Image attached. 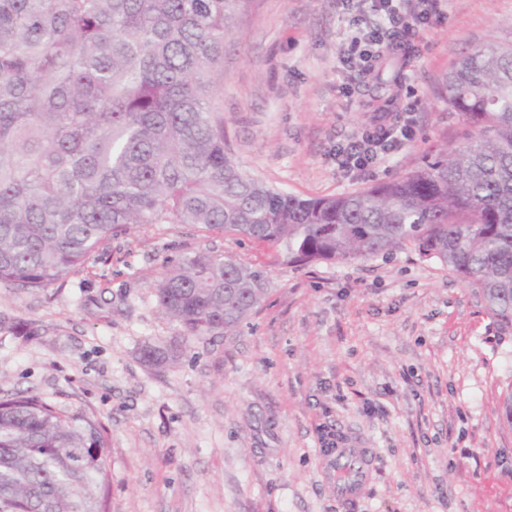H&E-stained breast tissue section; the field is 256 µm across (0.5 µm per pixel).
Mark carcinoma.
Segmentation results:
<instances>
[{"label": "carcinoma", "mask_w": 512, "mask_h": 512, "mask_svg": "<svg viewBox=\"0 0 512 512\" xmlns=\"http://www.w3.org/2000/svg\"><path fill=\"white\" fill-rule=\"evenodd\" d=\"M244 0H0V282L47 288L135 224H198L284 261L389 257L448 266L512 327V39L445 81L465 142L390 181L300 198L224 150V33ZM372 65L367 106L393 112L410 47ZM262 273L212 251L155 286L185 341L232 334ZM180 351L147 343L142 360ZM104 426L39 396L0 397V512H106Z\"/></svg>", "instance_id": "1"}]
</instances>
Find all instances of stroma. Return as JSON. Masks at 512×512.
Listing matches in <instances>:
<instances>
[{"instance_id":"obj_1","label":"stroma","mask_w":512,"mask_h":512,"mask_svg":"<svg viewBox=\"0 0 512 512\" xmlns=\"http://www.w3.org/2000/svg\"><path fill=\"white\" fill-rule=\"evenodd\" d=\"M397 110L411 137L367 169L336 150L381 123L364 68L347 63L371 0H247L224 37V147L239 169L302 198L333 197L463 143L443 100L473 45L512 34V0H431ZM208 250L262 272L265 294L232 336L178 340L155 284ZM38 395L100 421L109 512H512V328L439 261L289 265L251 240L194 224H140L64 280L0 283V396ZM369 449L353 504L336 494L323 433ZM179 357L180 351L173 346L147 343L141 349L142 360L151 366L174 364Z\"/></svg>"}]
</instances>
